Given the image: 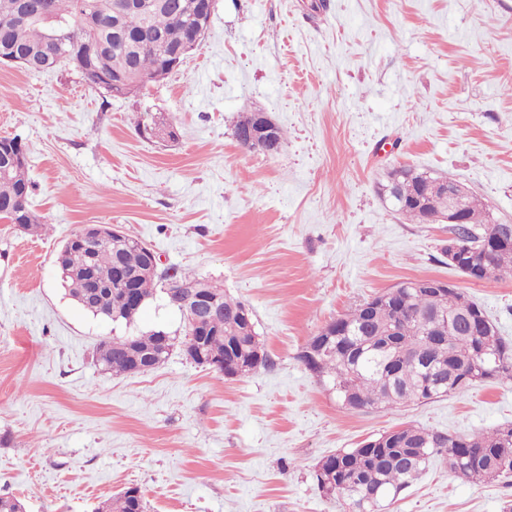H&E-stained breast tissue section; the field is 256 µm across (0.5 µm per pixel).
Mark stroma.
Here are the masks:
<instances>
[{"mask_svg": "<svg viewBox=\"0 0 512 512\" xmlns=\"http://www.w3.org/2000/svg\"><path fill=\"white\" fill-rule=\"evenodd\" d=\"M512 0H215L183 66L126 97L76 71L0 65V136H20L45 232L0 221V494L26 512H94L128 487L146 512H347L315 465L414 424L457 435L512 426V384L487 380L391 409L347 410L300 361L311 336L397 282L433 278L479 303L512 345V275L448 263V226L413 224L381 192L413 166L453 178L512 222ZM173 141L137 130L142 112ZM267 113L279 153L234 127ZM116 224L164 267L252 311L273 361L227 378L184 355L163 292L131 324L87 313L56 256ZM163 330L168 360L98 366L105 339ZM512 480L470 483L439 460L382 512H502Z\"/></svg>", "mask_w": 512, "mask_h": 512, "instance_id": "obj_1", "label": "stroma"}]
</instances>
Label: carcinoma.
I'll use <instances>...</instances> for the list:
<instances>
[{
	"label": "carcinoma",
	"mask_w": 512,
	"mask_h": 512,
	"mask_svg": "<svg viewBox=\"0 0 512 512\" xmlns=\"http://www.w3.org/2000/svg\"><path fill=\"white\" fill-rule=\"evenodd\" d=\"M123 0H0V55L26 51L49 63L51 70L68 66L93 87L113 95L114 84H125L129 75L153 77L164 71L173 55L198 25L196 0H140L142 7L117 12ZM25 13L28 19L16 26L7 19ZM56 29L68 33L66 42L53 44ZM106 45L103 59L89 62L92 42ZM0 220L14 223V210L30 213L28 230L45 228L31 208L33 192L26 150L17 137H0ZM440 177L411 167H399L387 176L382 190L395 212L416 224L425 223L414 199L438 202ZM456 204L467 223L449 228L462 250L480 264L478 280H490L512 271V245H492L496 231L489 213L468 191ZM144 242L127 233L104 239L91 251L75 247L58 263L62 281L77 297L85 270L106 284L87 312L114 322L131 323L141 309L131 306L126 288L112 282L113 265L119 263L134 276L141 302L167 280L147 264ZM174 288L164 289L170 305L181 309L182 288H210L217 297L223 326L205 336L184 337L197 365L239 364L249 370L270 364L257 333L249 330L240 311L245 304L220 286L192 275L174 278ZM370 318L358 310L330 321L335 335L326 343L319 361L306 368L332 385L349 410L392 407L427 402L448 396L490 378L512 383V349L501 337L483 346L484 336L474 314L486 315L478 303L457 288L436 292L402 289L396 297L384 291L373 297ZM174 343L157 332L114 337L100 342L97 361L106 371L131 374L136 363L152 371L169 358ZM392 441L383 448L364 444L325 457V466L347 481L340 496L350 512H380L383 503L397 497L426 469L433 458L448 462V470L472 483L512 476V427L475 435H452L420 426L389 432ZM143 495L129 487L98 504L94 512H145Z\"/></svg>",
	"instance_id": "cac0c4a2"
}]
</instances>
